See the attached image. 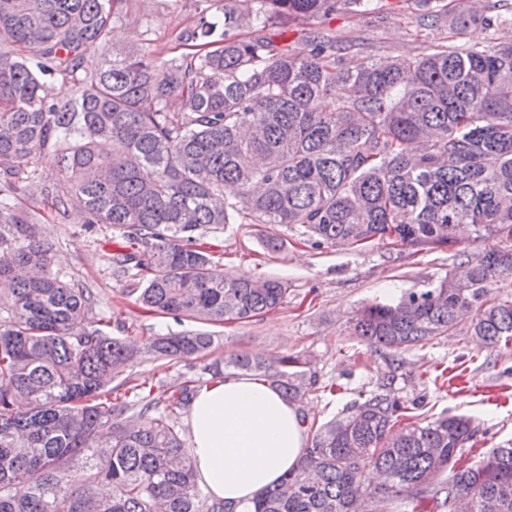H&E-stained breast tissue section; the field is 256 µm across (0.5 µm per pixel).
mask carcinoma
<instances>
[{
	"mask_svg": "<svg viewBox=\"0 0 512 512\" xmlns=\"http://www.w3.org/2000/svg\"><path fill=\"white\" fill-rule=\"evenodd\" d=\"M114 2L0 0V512H236L202 495L178 425L201 380L126 376L144 357L205 359L217 337L73 331L97 298L56 267L38 203L62 224L121 234L112 275L144 272L146 312L214 325L276 308L287 288L219 273L200 243L212 228L296 225L313 247L423 251L468 227L494 244L466 276L360 309L352 334L395 355L463 329L491 349L512 344V17L494 13L498 0L462 3L425 53L372 63L326 31L308 33L306 54L240 34L370 0H201L180 36L190 51L167 61L111 44ZM414 4L425 30L448 15L443 0ZM472 25L491 31L488 45L459 43ZM59 81L71 96L53 94ZM45 152L53 181L39 172ZM395 362L344 416H302L299 464L245 512H382L395 500L512 512V446L460 463L479 428L465 414L417 420L419 404L394 394ZM203 373L252 376L290 402L319 383L292 354L231 353Z\"/></svg>",
	"mask_w": 512,
	"mask_h": 512,
	"instance_id": "1",
	"label": "carcinoma"
}]
</instances>
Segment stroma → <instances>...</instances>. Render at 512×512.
<instances>
[{
    "label": "stroma",
    "mask_w": 512,
    "mask_h": 512,
    "mask_svg": "<svg viewBox=\"0 0 512 512\" xmlns=\"http://www.w3.org/2000/svg\"><path fill=\"white\" fill-rule=\"evenodd\" d=\"M198 0H122V18L113 27L117 45L139 42L163 58L179 56L184 47L180 34L197 19ZM314 29L330 32L338 47L350 50L356 60L372 62L400 53H424L418 33V11L412 0H380L364 14L336 11L294 26L284 39L298 53L309 45L305 34ZM42 225L51 240L59 268L94 288L98 301L85 317L95 324H123L131 336L181 333L196 329V322L143 313L131 289L138 279H116L106 256L115 251L112 228L60 224L44 217ZM277 240L270 250L268 240ZM217 244L219 271L233 277H275L286 282L288 292L278 308L246 320L214 327L221 341L218 354L243 351L273 357L301 355L323 382L338 386L336 395L319 391L307 395L302 408L309 419L323 423L359 395L374 390L391 354L375 350L351 336L349 325L361 306L392 298L400 290L420 288L449 273L466 268L468 254L478 244L463 242L431 251L387 241L361 248L304 244L298 228L283 224H229L208 233ZM403 366L395 383L405 401L425 400L421 416L466 413L482 431L472 455L512 440V347L488 349L476 337L458 332L401 352ZM198 360L159 365L145 358L131 376L147 384H176L182 376L199 373Z\"/></svg>",
    "instance_id": "obj_1"
}]
</instances>
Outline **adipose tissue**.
Listing matches in <instances>:
<instances>
[{
    "label": "adipose tissue",
    "mask_w": 512,
    "mask_h": 512,
    "mask_svg": "<svg viewBox=\"0 0 512 512\" xmlns=\"http://www.w3.org/2000/svg\"><path fill=\"white\" fill-rule=\"evenodd\" d=\"M187 424L199 485L241 507L292 469L309 442L299 407L249 376L201 387Z\"/></svg>",
    "instance_id": "1"
}]
</instances>
